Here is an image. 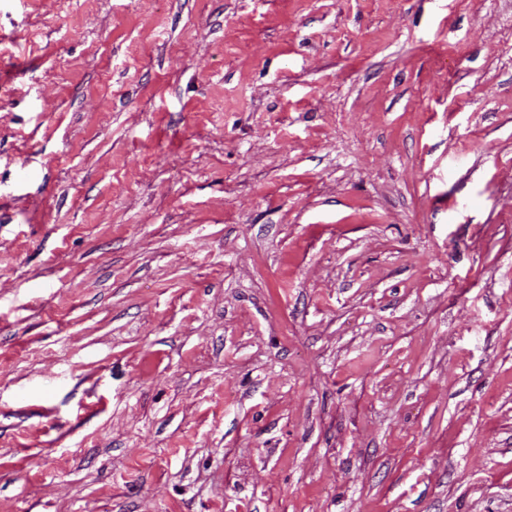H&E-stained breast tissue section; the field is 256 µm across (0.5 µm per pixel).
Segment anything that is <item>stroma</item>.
<instances>
[{"label": "stroma", "mask_w": 512, "mask_h": 512, "mask_svg": "<svg viewBox=\"0 0 512 512\" xmlns=\"http://www.w3.org/2000/svg\"><path fill=\"white\" fill-rule=\"evenodd\" d=\"M0 512H512V0H0Z\"/></svg>", "instance_id": "1"}]
</instances>
